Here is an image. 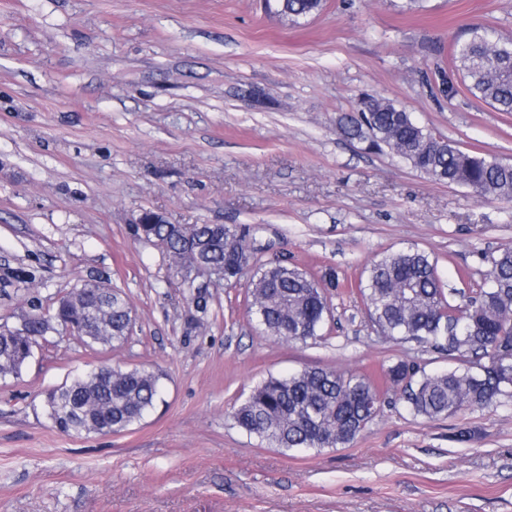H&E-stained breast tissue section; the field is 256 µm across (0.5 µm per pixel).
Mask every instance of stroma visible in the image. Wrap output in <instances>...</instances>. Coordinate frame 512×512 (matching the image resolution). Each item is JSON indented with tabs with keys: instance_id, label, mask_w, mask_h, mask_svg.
I'll use <instances>...</instances> for the list:
<instances>
[{
	"instance_id": "obj_1",
	"label": "stroma",
	"mask_w": 512,
	"mask_h": 512,
	"mask_svg": "<svg viewBox=\"0 0 512 512\" xmlns=\"http://www.w3.org/2000/svg\"><path fill=\"white\" fill-rule=\"evenodd\" d=\"M475 25L512 39V0H324L296 21L274 0H0V325L90 278L136 314L121 345L58 330L0 378V512H512L510 398L429 420L391 391L343 448H274L231 418L267 378L307 367L379 386L401 360L453 367L383 337L358 281L414 246L463 303L512 247V202L368 151L338 118L371 94L512 163V113L475 99L450 62ZM145 210L250 226L256 259L334 271L319 336L264 334L245 282L212 289L197 315L133 232ZM102 365L158 373L155 408L118 434L57 431L46 393Z\"/></svg>"
}]
</instances>
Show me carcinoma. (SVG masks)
Returning a JSON list of instances; mask_svg holds the SVG:
<instances>
[{"mask_svg":"<svg viewBox=\"0 0 512 512\" xmlns=\"http://www.w3.org/2000/svg\"><path fill=\"white\" fill-rule=\"evenodd\" d=\"M293 20L312 15L323 0H280ZM455 68L471 95L499 112H512V39L482 27L453 45ZM341 133L389 152L427 177L471 189L476 196L512 201V164L475 155L433 135L404 109L366 96L357 114L339 119ZM135 233L169 255L185 259L188 245L205 243V260L224 267V286L250 277V312L267 335L288 343L318 336L329 313L324 288L336 285L333 272L315 278L282 256L260 262L249 230L236 225L136 224ZM486 285L455 306L447 300L430 255L409 246L373 261L359 290L380 333L415 340L461 362L446 372L417 375L399 361L388 369L393 390H402L416 416L439 418L461 410L488 408L512 398V247L490 257ZM132 307L114 288L106 304L92 287H75L51 316H29L24 329L0 332V377L16 375L29 357L31 341L52 329V321L85 323L86 344L123 343ZM159 397V377L147 369L108 373L96 369L46 393L52 425L66 434H112L141 421ZM382 399L363 375L345 376L320 367L288 377H271L255 387L232 417L247 434L276 448H339L351 442L376 416Z\"/></svg>","mask_w":512,"mask_h":512,"instance_id":"obj_1","label":"carcinoma"}]
</instances>
